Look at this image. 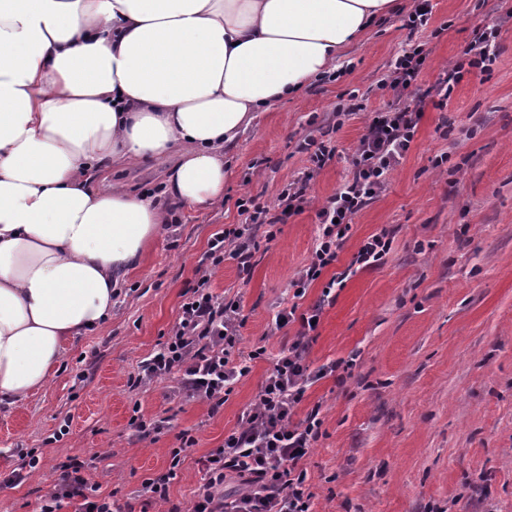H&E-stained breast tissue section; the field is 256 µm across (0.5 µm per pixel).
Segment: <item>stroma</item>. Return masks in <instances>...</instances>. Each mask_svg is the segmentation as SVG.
<instances>
[{
    "label": "stroma",
    "mask_w": 512,
    "mask_h": 512,
    "mask_svg": "<svg viewBox=\"0 0 512 512\" xmlns=\"http://www.w3.org/2000/svg\"><path fill=\"white\" fill-rule=\"evenodd\" d=\"M428 28L403 21L413 0L379 18L341 61L338 80H316L298 96L256 112L224 156V202L178 209L140 264L127 274L111 317L69 343L44 388L0 408V512H36L67 458L90 463L104 495L134 512H157L139 490L167 471L180 431L197 443L169 487L188 507L201 478L198 461L236 429L292 331L271 333L274 314L305 308L325 282L343 275L310 344L312 366L345 362L307 392L321 403L322 435L307 460L314 512H512V0H432ZM501 24L491 69L454 86L446 106L430 98L414 141L387 190L354 219L335 265L303 299L291 280L309 258L315 212L351 176L353 148L374 112L392 100L380 89L408 42L423 44L427 74L464 59L475 25ZM356 96L361 111L332 125L338 103ZM330 138L336 154L311 183L302 213L259 238L250 273L235 261L215 270L211 288L240 300L242 351L266 346L219 410L181 399L176 379L131 388L142 361L165 342L208 241L241 223L239 198L273 202L310 166L305 141ZM392 232L382 264L353 266L358 245ZM167 428L139 439L133 405ZM39 463L19 485L5 481L18 449Z\"/></svg>",
    "instance_id": "obj_1"
}]
</instances>
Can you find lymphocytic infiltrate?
I'll return each instance as SVG.
<instances>
[{"label":"lymphocytic infiltrate","mask_w":512,"mask_h":512,"mask_svg":"<svg viewBox=\"0 0 512 512\" xmlns=\"http://www.w3.org/2000/svg\"><path fill=\"white\" fill-rule=\"evenodd\" d=\"M500 27L479 26L467 49V62H455L440 69L434 83L423 84L427 53L422 45L410 46L390 63L382 87L390 88L394 99L375 112L360 138L352 159V176L329 196L316 212L317 236L314 249L291 281L296 298H304L323 271L335 264L352 229L354 217L385 190L388 177L409 151L431 96L448 99L467 69L489 70L499 54ZM335 154L334 147L317 143L310 155L312 167L286 184L274 205L248 198L238 208L245 221L212 235L207 262L196 270L198 278L182 305L177 322L159 351L150 355L132 379L133 387L145 388L168 376L178 379V393L187 401L208 403L218 412L237 384L263 359L265 347L241 353V330L245 323L239 302L213 293L211 277L224 260L236 261L239 271L250 272L253 231L266 227L267 239L274 228L303 210L310 182ZM335 281H328L321 296L306 309L290 307L277 313L272 331L296 325L288 346L281 349L255 400L241 413L239 426L223 443L200 460L201 482L191 508L186 512H313V494L304 465L313 445L321 437L319 407L297 418L307 391L321 379L334 375L338 363L311 367L307 361L315 322L335 297ZM180 447L171 449L168 470L145 478L141 493L166 512H185L171 503L169 484L175 479L186 448L196 439L189 431L178 435ZM238 478L242 489L235 496L224 493L228 479ZM74 512H120L111 497L101 496L89 466L78 459L62 464L61 474L46 495L39 512H60L63 503Z\"/></svg>","instance_id":"f902f5d3"}]
</instances>
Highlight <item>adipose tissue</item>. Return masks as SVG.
<instances>
[{
    "instance_id": "ef3b65f1",
    "label": "adipose tissue",
    "mask_w": 512,
    "mask_h": 512,
    "mask_svg": "<svg viewBox=\"0 0 512 512\" xmlns=\"http://www.w3.org/2000/svg\"><path fill=\"white\" fill-rule=\"evenodd\" d=\"M395 0H0V405L97 330L168 206L224 201L254 112L337 69ZM165 163L161 195L110 168Z\"/></svg>"
}]
</instances>
